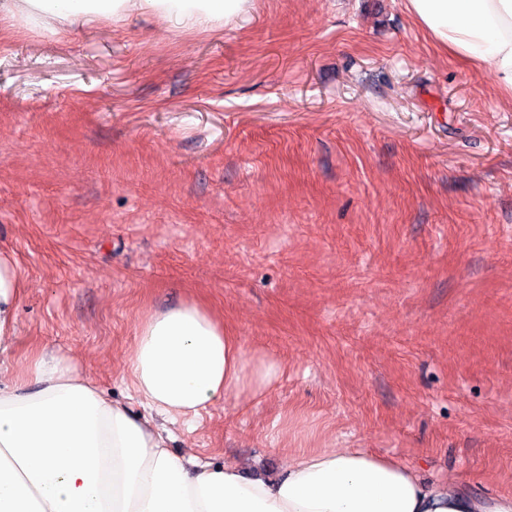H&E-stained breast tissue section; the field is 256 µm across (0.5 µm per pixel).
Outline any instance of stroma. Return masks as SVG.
<instances>
[{
	"mask_svg": "<svg viewBox=\"0 0 512 512\" xmlns=\"http://www.w3.org/2000/svg\"><path fill=\"white\" fill-rule=\"evenodd\" d=\"M0 252L10 372L48 348L142 414L137 326L190 300L278 364L173 426L175 455L274 479L364 448L512 496V100L402 0L1 39ZM22 284L13 260L0 254V358L14 350V325Z\"/></svg>",
	"mask_w": 512,
	"mask_h": 512,
	"instance_id": "stroma-1",
	"label": "stroma"
}]
</instances>
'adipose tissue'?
<instances>
[{
  "label": "adipose tissue",
  "instance_id": "adipose-tissue-1",
  "mask_svg": "<svg viewBox=\"0 0 512 512\" xmlns=\"http://www.w3.org/2000/svg\"><path fill=\"white\" fill-rule=\"evenodd\" d=\"M253 0H0V34L59 35L131 18L178 33L248 20ZM415 23L463 67L512 99V0H404ZM22 284L0 255V357L10 355ZM29 374L0 381V512H512L454 482L426 483L404 463L360 448L289 456L280 477L176 456L152 415L191 425L208 405L256 397L278 364L249 352L205 304L150 313L131 358L144 416L105 395L69 358L35 351Z\"/></svg>",
  "mask_w": 512,
  "mask_h": 512
}]
</instances>
